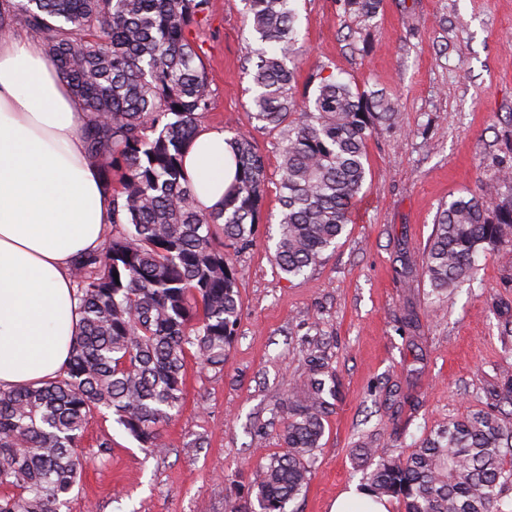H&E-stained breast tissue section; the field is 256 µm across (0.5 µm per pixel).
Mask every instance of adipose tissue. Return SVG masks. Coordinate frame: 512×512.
<instances>
[{
  "label": "adipose tissue",
  "mask_w": 512,
  "mask_h": 512,
  "mask_svg": "<svg viewBox=\"0 0 512 512\" xmlns=\"http://www.w3.org/2000/svg\"><path fill=\"white\" fill-rule=\"evenodd\" d=\"M81 101L44 46L0 37V388L37 385L65 363L81 318L73 260L102 247L112 190L80 136ZM184 172L216 211L235 166L220 128L202 127Z\"/></svg>",
  "instance_id": "ef3b65f1"
}]
</instances>
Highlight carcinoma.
Here are the masks:
<instances>
[{
    "instance_id": "1",
    "label": "carcinoma",
    "mask_w": 512,
    "mask_h": 512,
    "mask_svg": "<svg viewBox=\"0 0 512 512\" xmlns=\"http://www.w3.org/2000/svg\"><path fill=\"white\" fill-rule=\"evenodd\" d=\"M261 42L249 123L284 130L274 261L296 279L336 248L364 193L366 142L396 121L395 102L324 74L298 106L300 53L294 0H243ZM370 19L381 0H345ZM209 0H18L15 16L41 33L83 111L87 153L112 187L103 247L79 255L73 284L81 320L59 374L39 386L0 388V512H61L80 485L89 422L113 417L148 457L164 452L161 427L183 403L187 353L214 371L241 318L228 244L253 241L266 161L252 137L225 142L236 166L224 208L197 204L183 170L186 147L211 106L204 63L187 36ZM504 201L489 212L491 200ZM512 238V182L440 208L419 269L432 292L467 279L475 259ZM336 379L311 360L302 397L282 430L286 452L257 464V512H287L312 479ZM512 411L479 410L429 433L406 456L369 453L364 489L404 512H512Z\"/></svg>"
}]
</instances>
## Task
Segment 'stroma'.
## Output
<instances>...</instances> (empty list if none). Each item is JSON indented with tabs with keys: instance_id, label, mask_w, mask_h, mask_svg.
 <instances>
[{
	"instance_id": "stroma-1",
	"label": "stroma",
	"mask_w": 512,
	"mask_h": 512,
	"mask_svg": "<svg viewBox=\"0 0 512 512\" xmlns=\"http://www.w3.org/2000/svg\"><path fill=\"white\" fill-rule=\"evenodd\" d=\"M295 7L307 50L297 100L313 97L309 78L322 65L399 106L397 121L367 142L357 213L315 270L291 281L276 267L282 132L247 123V59L260 43L242 0H210L207 19L188 28L213 91L201 123L228 137L249 132L267 160L255 237L233 256L241 319L223 372L187 356L163 454L145 457L113 419L90 422L80 490L62 512H246L251 472L284 452L287 404L315 356L335 373L338 394L299 512H330L359 484L364 449L410 453L443 422L494 408L492 387L512 381V335L498 321L499 304L512 303V241L480 255L470 280L441 296L426 278L400 275L440 205L501 184L512 162V0H383L370 19L345 12L343 0ZM409 307L413 336L399 323Z\"/></svg>"
}]
</instances>
